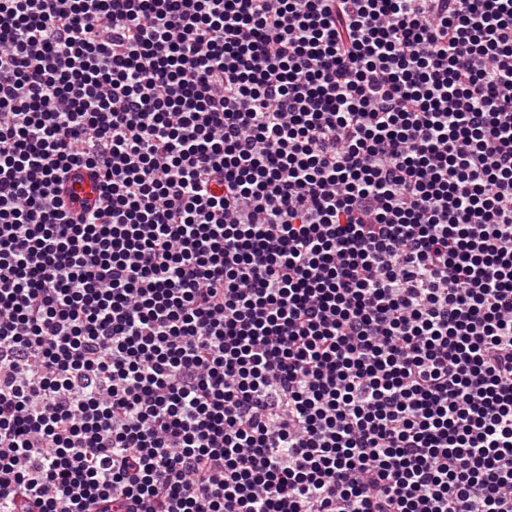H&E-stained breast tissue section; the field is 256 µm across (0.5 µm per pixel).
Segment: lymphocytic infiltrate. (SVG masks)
Segmentation results:
<instances>
[{
    "instance_id": "1",
    "label": "lymphocytic infiltrate",
    "mask_w": 512,
    "mask_h": 512,
    "mask_svg": "<svg viewBox=\"0 0 512 512\" xmlns=\"http://www.w3.org/2000/svg\"><path fill=\"white\" fill-rule=\"evenodd\" d=\"M0 512H512V0H0Z\"/></svg>"
}]
</instances>
